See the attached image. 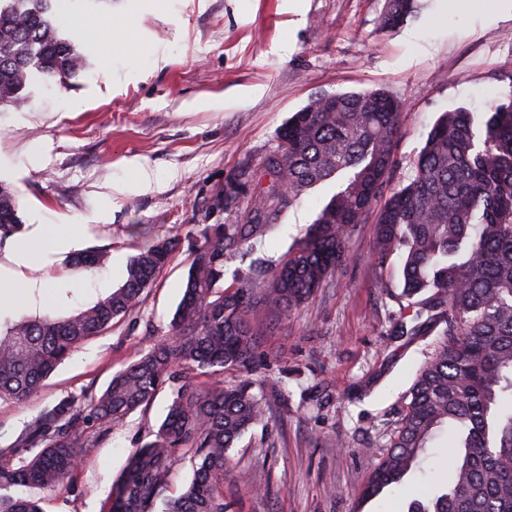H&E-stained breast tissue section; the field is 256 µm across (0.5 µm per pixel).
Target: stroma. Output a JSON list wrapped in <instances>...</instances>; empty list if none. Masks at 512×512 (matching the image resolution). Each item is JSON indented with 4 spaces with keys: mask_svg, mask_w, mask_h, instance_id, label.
<instances>
[{
    "mask_svg": "<svg viewBox=\"0 0 512 512\" xmlns=\"http://www.w3.org/2000/svg\"><path fill=\"white\" fill-rule=\"evenodd\" d=\"M383 33L384 0H65L62 29L86 67L70 86L33 87L31 101L0 112V183L17 195L20 234L36 224H77L81 250L102 265L45 264L42 309L57 317L94 305L123 284L140 249L172 230L233 224L254 205L265 156L294 112L322 94L382 90L403 105L388 190L406 185L442 113H484L512 94V0H422ZM94 22L84 36L73 20ZM131 21L120 37L113 18ZM152 174L135 186L134 164ZM236 181V210L224 187ZM310 190L265 237L224 262V285L256 260L277 266L337 191ZM377 211L357 225L348 259L288 315L251 310L266 326L258 376L280 379L265 423L229 451L224 500L231 512H404L433 490L448 459L438 439L404 486L361 504L360 491L400 422L405 393L434 346L392 336L401 306L402 253L374 261ZM176 249L138 311L86 340L25 403L0 400V449L12 447L45 408L102 392L135 354L167 334L189 265ZM172 400L163 388L121 429L90 441L67 491L42 497L45 512H103L131 455L157 430Z\"/></svg>",
    "mask_w": 512,
    "mask_h": 512,
    "instance_id": "stroma-1",
    "label": "stroma"
}]
</instances>
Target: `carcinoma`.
Listing matches in <instances>:
<instances>
[{"mask_svg": "<svg viewBox=\"0 0 512 512\" xmlns=\"http://www.w3.org/2000/svg\"><path fill=\"white\" fill-rule=\"evenodd\" d=\"M419 0H385L380 25L399 27ZM58 0H0V112L20 106L34 81L67 86L85 60L63 34ZM336 109L316 101L294 113L264 161L258 204L237 224H204L189 242L185 290L170 332L86 393L45 409L7 452L0 451V512H44L21 488L65 490L88 445L84 428L110 432L146 407L166 384L174 398L153 439L130 457L108 512H227L228 451L267 419L251 378L264 306L288 313L324 287L348 256L355 225L392 173L402 104L381 92L340 93ZM341 176L338 191L304 236L270 271L251 265L224 289V260L261 238L304 192ZM17 198L0 186V239L19 227ZM179 233L143 248L124 284L91 307L57 318L21 316L0 324V400L28 401L90 336L134 313L144 291L179 248ZM404 249L403 336L436 335L409 389L405 412L361 490L374 499L419 467L429 443L449 432L447 484L413 499L407 512H512V100L491 107L484 128L466 110L443 113L377 220L375 263ZM243 379L224 381V371ZM193 476L178 498L163 497L174 464Z\"/></svg>", "mask_w": 512, "mask_h": 512, "instance_id": "obj_1", "label": "carcinoma"}]
</instances>
